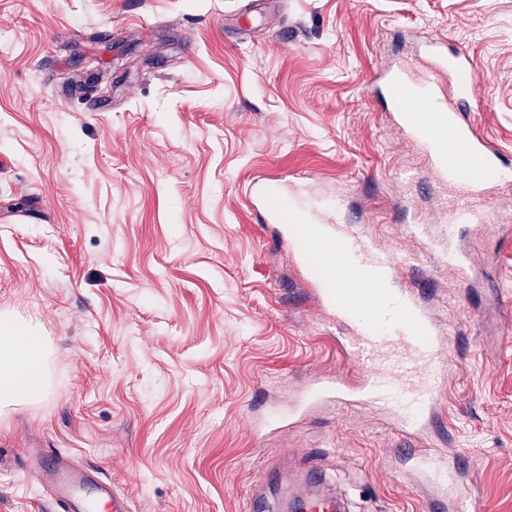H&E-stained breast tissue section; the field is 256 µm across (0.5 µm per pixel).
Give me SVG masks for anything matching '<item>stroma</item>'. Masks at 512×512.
Wrapping results in <instances>:
<instances>
[{
	"label": "stroma",
	"instance_id": "1",
	"mask_svg": "<svg viewBox=\"0 0 512 512\" xmlns=\"http://www.w3.org/2000/svg\"><path fill=\"white\" fill-rule=\"evenodd\" d=\"M0 0V313L50 350L48 393L0 417V512H52L23 471L61 452L133 512H289L319 461L354 512H423L404 442L358 409L254 440L246 413L350 372L309 288L242 197L258 177L349 188L346 223L399 252L444 226L386 125L382 68L425 36L475 60L472 121L512 156V0ZM474 272L414 277L455 314L443 418L483 512H512V222L457 239Z\"/></svg>",
	"mask_w": 512,
	"mask_h": 512
}]
</instances>
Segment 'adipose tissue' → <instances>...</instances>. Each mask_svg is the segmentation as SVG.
<instances>
[{
    "instance_id": "adipose-tissue-1",
    "label": "adipose tissue",
    "mask_w": 512,
    "mask_h": 512,
    "mask_svg": "<svg viewBox=\"0 0 512 512\" xmlns=\"http://www.w3.org/2000/svg\"><path fill=\"white\" fill-rule=\"evenodd\" d=\"M47 348L35 327L0 315V415L40 397Z\"/></svg>"
}]
</instances>
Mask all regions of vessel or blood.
Here are the masks:
<instances>
[{"label": "vessel or blood", "instance_id": "1", "mask_svg": "<svg viewBox=\"0 0 512 512\" xmlns=\"http://www.w3.org/2000/svg\"><path fill=\"white\" fill-rule=\"evenodd\" d=\"M384 82L392 93V123L419 149L424 173L446 211L449 242L435 248L422 225H412L411 231L423 239L420 251L432 254L435 268L467 285V258L451 240L462 226L473 237L484 236L497 197L512 189V160L468 118L472 108L483 104L472 59L434 37ZM245 198L263 223L276 225L277 243L288 249L323 314L339 331L338 341L354 369L350 376L309 380L287 410L250 416L253 434L291 429L326 402L376 411L410 443L407 468L432 489L431 512H468L471 493L459 463L461 451L433 439L454 362L452 339L423 290L406 287L399 278L398 251L380 244L367 229L344 223L342 198L303 197L293 188L276 196L263 179L248 184ZM25 472L47 487L55 512H131L124 493L68 456L31 459ZM291 509L343 512L340 500L319 491L296 497Z\"/></svg>", "mask_w": 512, "mask_h": 512}]
</instances>
